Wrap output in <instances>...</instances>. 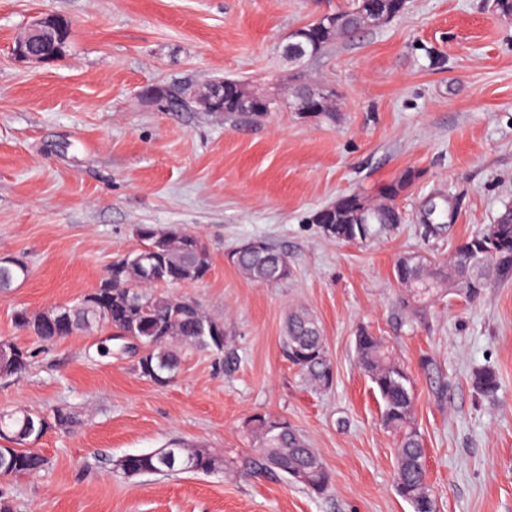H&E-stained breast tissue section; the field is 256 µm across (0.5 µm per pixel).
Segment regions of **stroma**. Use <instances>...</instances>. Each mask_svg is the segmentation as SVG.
<instances>
[{"instance_id": "stroma-1", "label": "stroma", "mask_w": 512, "mask_h": 512, "mask_svg": "<svg viewBox=\"0 0 512 512\" xmlns=\"http://www.w3.org/2000/svg\"><path fill=\"white\" fill-rule=\"evenodd\" d=\"M347 0H0V257L27 280L0 291V338L29 348L28 371L0 379V410L72 407L79 422L36 443L37 476L0 478L15 512H414L396 487V437L356 362L358 328L382 337L413 380L414 417L435 512H512V281L457 291L419 315L400 304L399 257L447 259L512 206V17L492 0H408L386 24L333 40L300 68L281 45ZM36 15L68 19L64 55L18 61L12 45ZM230 77L286 99L330 85L334 119L284 109L255 123L202 107L175 112L161 88ZM415 170L397 199L403 221L336 242L312 215L344 194L372 197ZM449 197L450 233L425 237L424 198ZM141 224L177 227L207 246L200 282L171 287L223 321L240 361L226 370L189 352L175 378H141L99 326L44 342L19 309L70 304L140 248ZM263 238L286 252L287 284L243 278L226 255ZM319 321L333 364L325 391L281 349L289 311ZM440 367L436 384L422 358ZM493 367L500 387L470 376ZM282 417L317 448L331 490L311 494L250 472L254 414ZM179 441L226 459L208 475L127 478L115 463ZM471 383L476 392L486 399H492L499 388V376L494 368L485 366L473 371Z\"/></svg>"}]
</instances>
